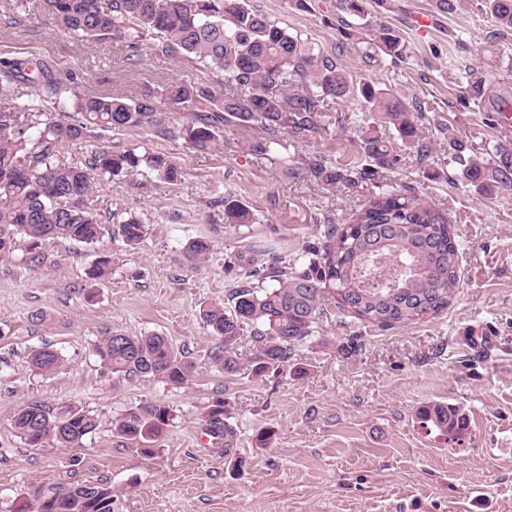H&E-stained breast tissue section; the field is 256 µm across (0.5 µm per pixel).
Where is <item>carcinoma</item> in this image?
<instances>
[{"mask_svg": "<svg viewBox=\"0 0 512 512\" xmlns=\"http://www.w3.org/2000/svg\"><path fill=\"white\" fill-rule=\"evenodd\" d=\"M486 7L495 23L512 29V0H487ZM42 8L39 16L21 3L0 16V22L7 27L50 24L77 37L125 42L135 49L156 36L224 81L225 92L220 97L208 83L182 81L160 91L146 86L133 97L92 95L77 84H64L53 65L35 54L1 57L0 260L11 256L19 237L37 256L57 239L94 245L113 223L128 245L142 243L146 225L121 220L112 210L100 212L94 200L96 177L131 174L145 165L159 179L176 183L182 168L163 153L139 155L110 146L97 148L80 163L65 158L66 145L104 132L145 127L206 153L220 144L223 128L255 126L261 135L247 142L245 150L273 160L284 141L307 142L324 130L329 101L357 98L372 119L362 131L368 164L355 173L344 172L315 152L303 161L302 177L328 187L369 180L398 163V140L421 161L432 154L423 136V113L411 111L386 86L355 83L335 62L256 11L250 0H42ZM380 41L392 63L404 59V45L392 31L381 33ZM173 112H189L192 120L175 126ZM443 136L450 160L457 164L455 178L487 194L512 191L511 147L482 151L464 143L451 127ZM224 220L244 226L256 217L229 192ZM211 250L210 242L198 239L187 254L197 266ZM233 264L239 280L227 294L228 304L208 306L202 313L211 334L220 339L212 365L228 375L248 370L259 376L288 364L295 348L314 336L329 301L362 322L392 328L448 309L460 288L459 245L448 217L397 184L372 197L349 222L325 225L318 245L298 268L266 255L260 245L248 256L236 255ZM111 269V256L102 252L86 276L100 280ZM249 329L252 345L245 352L242 340ZM94 351L114 374L152 378L172 387L187 384L192 374L191 365L161 334L108 331ZM31 365L52 374L61 357L41 349L32 354ZM419 418L450 438L467 429L465 414L454 405H429ZM170 420L168 407L147 402L122 413L113 422V433L151 454ZM11 421L31 448L47 441L59 448L80 447L97 428L94 416L81 408H54L40 401L13 410ZM207 422L213 434L233 435L224 422V401L213 403ZM59 491L49 485L20 498L11 512H49L42 494ZM110 497L112 488L104 484L66 489L56 512H113Z\"/></svg>", "mask_w": 512, "mask_h": 512, "instance_id": "carcinoma-1", "label": "carcinoma"}]
</instances>
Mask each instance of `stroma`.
<instances>
[{"mask_svg":"<svg viewBox=\"0 0 512 512\" xmlns=\"http://www.w3.org/2000/svg\"><path fill=\"white\" fill-rule=\"evenodd\" d=\"M251 4L354 81L422 103L434 154L422 162L399 147L395 169L352 185L299 178L302 158L318 151L338 167L361 169L369 118L354 99L329 102L325 131L287 143L274 163L244 153L257 132L240 127L225 128L208 153L144 128L67 147V159L79 162L103 144L162 152L184 177L166 183L143 166L97 185L102 206L147 224L138 248L109 234L98 246L58 239L35 261L21 241L0 261V512L49 484L98 483L111 487L115 512H512V191L486 194L458 181L441 133L449 126L482 148L512 146V130L498 118L512 113V30L491 20L485 0H452L449 11L439 0H367L355 30L340 26L339 0ZM386 28L407 47L400 65L373 47ZM162 45L157 37L142 41L141 64L132 67L123 42L79 41L45 26L0 28V56L39 53L90 92L132 94L185 80L223 94V83L162 53ZM383 183L406 186L447 214L461 251V286L448 309L389 329L334 312L287 368L259 377L216 370L217 340L200 312L226 302L235 278L230 257L261 244L287 261L301 259L325 224L346 222ZM229 192L257 223H225ZM197 238L212 251L195 267L185 252ZM102 248L112 271L89 281L85 271ZM473 328L495 336V345L467 350L463 338ZM112 329L168 336L193 368L188 384L112 373L93 351ZM43 347L61 356L58 372L31 366V353ZM218 399L235 431L229 447L207 425ZM32 400L87 410L97 428L78 448L28 447L10 416ZM147 402L163 403L173 417L151 457L112 432L114 419ZM434 403L465 413L460 438L422 427L417 412ZM264 430L273 433L267 446L257 439Z\"/></svg>","mask_w":512,"mask_h":512,"instance_id":"stroma-1","label":"stroma"}]
</instances>
